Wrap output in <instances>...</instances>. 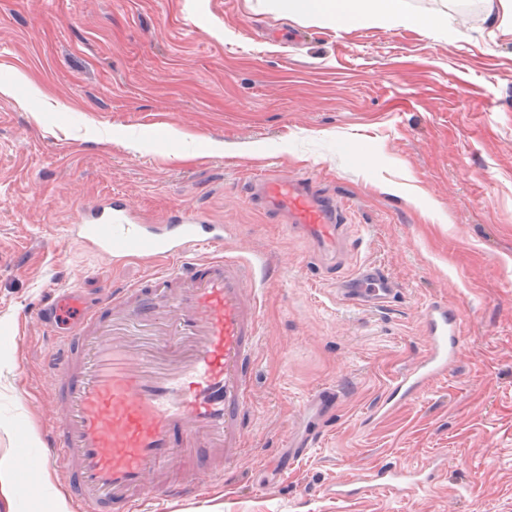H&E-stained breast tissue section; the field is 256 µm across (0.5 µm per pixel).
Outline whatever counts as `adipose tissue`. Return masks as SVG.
I'll use <instances>...</instances> for the list:
<instances>
[{"mask_svg":"<svg viewBox=\"0 0 512 512\" xmlns=\"http://www.w3.org/2000/svg\"><path fill=\"white\" fill-rule=\"evenodd\" d=\"M289 11L314 15L335 29L347 30L373 22L392 27L428 26L432 20L408 12L404 0H286Z\"/></svg>","mask_w":512,"mask_h":512,"instance_id":"obj_1","label":"adipose tissue"}]
</instances>
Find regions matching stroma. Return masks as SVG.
Here are the masks:
<instances>
[{
  "label": "stroma",
  "instance_id": "stroma-1",
  "mask_svg": "<svg viewBox=\"0 0 512 512\" xmlns=\"http://www.w3.org/2000/svg\"><path fill=\"white\" fill-rule=\"evenodd\" d=\"M474 2L406 0L443 26L338 31L282 0H0V456L59 418L38 306L149 271L68 236L76 204L116 195L154 224L192 207L231 225L226 250L267 260L237 473L160 512H512V30L499 0ZM264 170L346 201L336 254L248 201ZM360 264L396 288L389 303L341 299ZM434 303L459 312L463 345L378 415ZM326 387L340 398L322 440L291 458ZM430 463L424 489L335 493Z\"/></svg>",
  "mask_w": 512,
  "mask_h": 512
}]
</instances>
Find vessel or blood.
Segmentation results:
<instances>
[{"instance_id": "1", "label": "vessel or blood", "mask_w": 512, "mask_h": 512, "mask_svg": "<svg viewBox=\"0 0 512 512\" xmlns=\"http://www.w3.org/2000/svg\"><path fill=\"white\" fill-rule=\"evenodd\" d=\"M250 202L296 225L324 252L335 253L343 205L316 193L305 177L257 176ZM69 236L88 251L121 262L138 259L145 280L103 293L94 303L77 292L38 319L72 329L48 372L64 408L46 448L20 446L21 478L44 463L71 483L81 512H140L144 505L197 496L198 472L223 476L237 463L249 428L248 385L261 336L256 272L263 257L229 254V225L208 224L181 208L171 224L145 223L124 199L81 208ZM207 257H197V250ZM377 267L362 265L340 295L355 304L385 303ZM425 354L389 387L388 401L416 397L448 370L460 345V319L444 304L426 308ZM379 487L424 488L411 471L377 472Z\"/></svg>"}]
</instances>
